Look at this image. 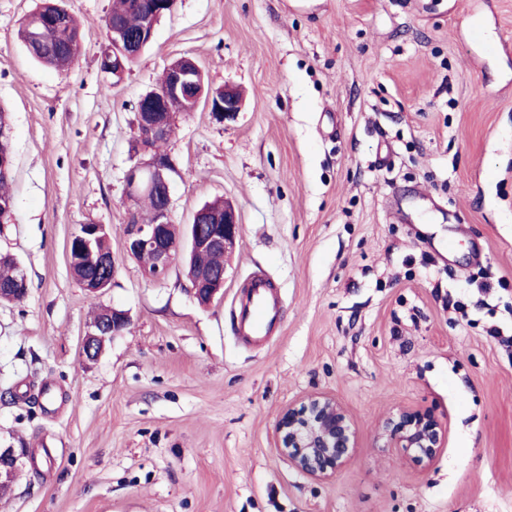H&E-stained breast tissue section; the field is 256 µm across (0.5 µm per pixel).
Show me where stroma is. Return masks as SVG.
Here are the masks:
<instances>
[{"label":"stroma","mask_w":512,"mask_h":512,"mask_svg":"<svg viewBox=\"0 0 512 512\" xmlns=\"http://www.w3.org/2000/svg\"><path fill=\"white\" fill-rule=\"evenodd\" d=\"M38 0H0V108L14 209L0 252L29 291L0 305V448H23L0 512H512V0H178L115 79L100 67L113 0H63L82 50L64 72L18 37ZM189 57L240 88L235 121L177 115L173 223L236 207L224 294L200 305L122 253L135 114ZM80 224L117 256L98 302L128 330L80 356L93 311L68 263ZM266 271L283 300L260 347L234 296ZM349 411L357 448L316 481L274 443L308 394ZM447 423L429 465L377 438L396 407Z\"/></svg>","instance_id":"1"}]
</instances>
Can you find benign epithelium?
Masks as SVG:
<instances>
[{
  "label": "benign epithelium",
  "instance_id": "1",
  "mask_svg": "<svg viewBox=\"0 0 512 512\" xmlns=\"http://www.w3.org/2000/svg\"><path fill=\"white\" fill-rule=\"evenodd\" d=\"M154 15L149 17L134 37H127L121 28L112 30V45L107 53L118 62L137 57L152 41L155 18L172 10L173 0H154ZM50 16L29 18L26 26L30 42L49 45ZM165 82L143 95L137 105L135 149L143 155L126 173L125 196L138 204L153 196L158 205L154 222L143 224L138 212L129 213L122 240V252L134 259L151 257L144 266L145 274L161 281L169 275L181 251L194 256L203 252H231L239 235V219L234 206L226 201L221 213L197 209L185 234H179L170 220L171 185L177 174L176 163L167 150L159 149L169 136L176 112L170 108L174 99H188L203 105L218 123L235 120L243 108V95L233 87L218 90L206 83L197 63L187 65L178 58L164 74ZM107 233L103 224H85L76 234L70 263L91 261L105 271L104 276L81 283L94 292L104 290L114 279V255L100 253L94 244ZM226 268L201 269L192 279L189 292L198 301L208 303L224 294ZM130 317L124 310L107 309L106 316L87 326L82 343V357L88 362L98 360L106 342L124 333ZM447 423L430 412L399 407L384 419L380 427L383 447L393 449L402 459L417 464L431 463L445 445ZM275 447L298 471L315 480H329L348 462L356 448V432L349 411L336 398L325 392L310 394L280 412L274 427ZM20 456L13 448H0V486L10 482Z\"/></svg>",
  "mask_w": 512,
  "mask_h": 512
}]
</instances>
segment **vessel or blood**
Wrapping results in <instances>:
<instances>
[{"label": "vessel or blood", "instance_id": "vessel-or-blood-1", "mask_svg": "<svg viewBox=\"0 0 512 512\" xmlns=\"http://www.w3.org/2000/svg\"><path fill=\"white\" fill-rule=\"evenodd\" d=\"M281 321L278 291L264 272H252L237 301V336L244 344L264 345L278 333Z\"/></svg>", "mask_w": 512, "mask_h": 512}]
</instances>
